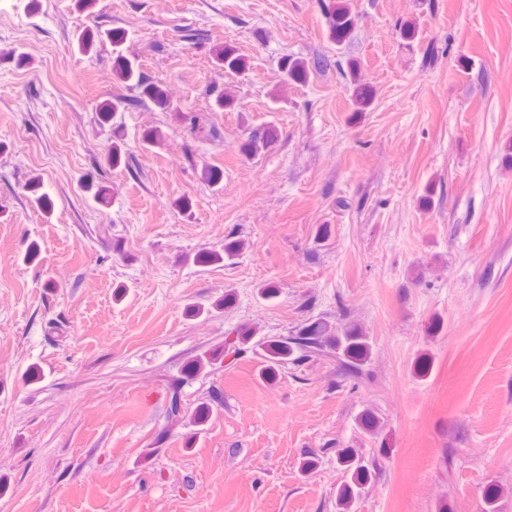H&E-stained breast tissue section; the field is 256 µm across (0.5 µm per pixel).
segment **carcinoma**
Instances as JSON below:
<instances>
[{
  "instance_id": "obj_1",
  "label": "carcinoma",
  "mask_w": 512,
  "mask_h": 512,
  "mask_svg": "<svg viewBox=\"0 0 512 512\" xmlns=\"http://www.w3.org/2000/svg\"><path fill=\"white\" fill-rule=\"evenodd\" d=\"M329 15V36L336 44H343L351 35L356 21L351 0H336L327 9ZM104 36L112 42L113 53L117 66L115 75L117 80L127 89L137 91L144 97L152 100L158 107L168 109L174 102L168 92L159 85L148 83L141 74L138 63L124 56L120 50L122 35L117 31H107ZM219 64L224 69L238 75H244L249 70L248 61L230 45L217 54ZM331 66L325 58H317L309 63L300 58L287 56L280 62L281 81L287 83L300 82L308 78L310 70L324 71ZM353 100L357 111L366 110L372 100L371 91L363 84L354 86ZM274 141V132L270 129L251 133L242 143L240 151L247 157L256 156L267 149ZM241 249V243L231 241L224 244V251H210L202 255L205 263H222L224 257L235 255ZM266 353L268 365L264 377L271 379L277 371V366L290 360L296 353L304 357H312L325 350L336 354L350 372L359 375L363 372L365 364L370 360L372 344L369 337L356 325L337 328L326 321H315L302 327L296 335L287 337H273L259 343ZM336 464L343 472L345 480L337 489V512H351L355 501L363 490L373 480L374 470L359 457L353 448H343L336 456ZM500 490L491 484L483 492L482 512H500Z\"/></svg>"
}]
</instances>
